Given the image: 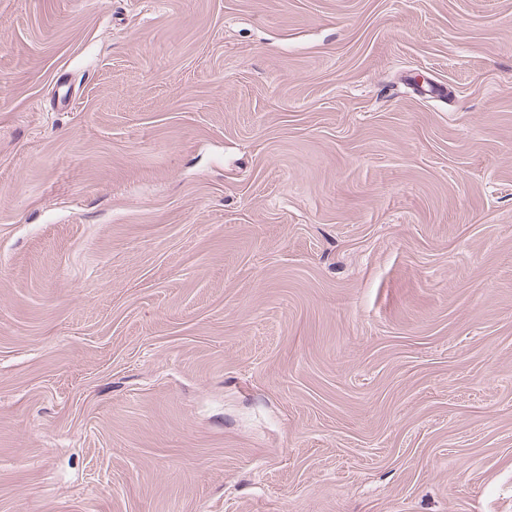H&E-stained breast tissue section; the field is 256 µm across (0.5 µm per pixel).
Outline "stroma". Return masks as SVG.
<instances>
[{"label":"stroma","mask_w":512,"mask_h":512,"mask_svg":"<svg viewBox=\"0 0 512 512\" xmlns=\"http://www.w3.org/2000/svg\"><path fill=\"white\" fill-rule=\"evenodd\" d=\"M0 512H512V0H0Z\"/></svg>","instance_id":"obj_1"}]
</instances>
